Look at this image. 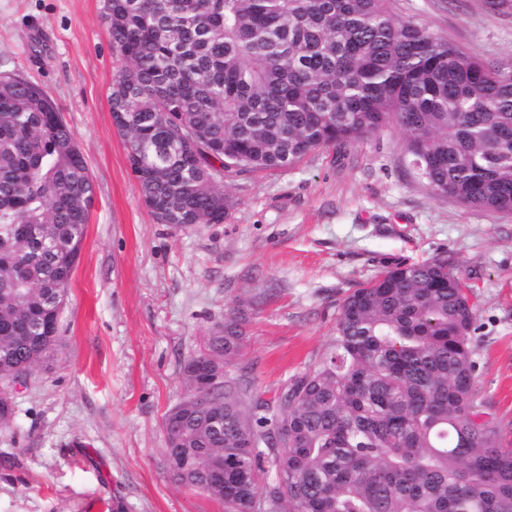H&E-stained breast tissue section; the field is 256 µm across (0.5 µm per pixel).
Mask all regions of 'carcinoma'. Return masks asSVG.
Masks as SVG:
<instances>
[{"mask_svg": "<svg viewBox=\"0 0 512 512\" xmlns=\"http://www.w3.org/2000/svg\"><path fill=\"white\" fill-rule=\"evenodd\" d=\"M391 5L104 0L125 60L112 117L157 222L223 221L218 169H286L389 125L434 195L511 213L512 61L475 58ZM93 200L58 106L1 73V382L53 352ZM476 323L447 258L389 267L343 300L329 352L276 407L245 406L243 367L171 407L169 471L224 512H512V448L496 421L477 422ZM241 336L224 321L211 358L231 365Z\"/></svg>", "mask_w": 512, "mask_h": 512, "instance_id": "obj_1", "label": "carcinoma"}]
</instances>
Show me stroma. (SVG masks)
<instances>
[{"mask_svg":"<svg viewBox=\"0 0 512 512\" xmlns=\"http://www.w3.org/2000/svg\"><path fill=\"white\" fill-rule=\"evenodd\" d=\"M394 12L487 61L512 60V6L394 0ZM103 0H0V72L38 84L88 164L95 201L59 342L0 426V512H224L175 484L162 420L183 366L236 317L250 395L276 400L314 368L340 305L387 264L447 257L477 311L475 387L512 442V213L433 195L399 128L296 165L224 180L227 219L157 223L112 119Z\"/></svg>","mask_w":512,"mask_h":512,"instance_id":"1","label":"stroma"}]
</instances>
